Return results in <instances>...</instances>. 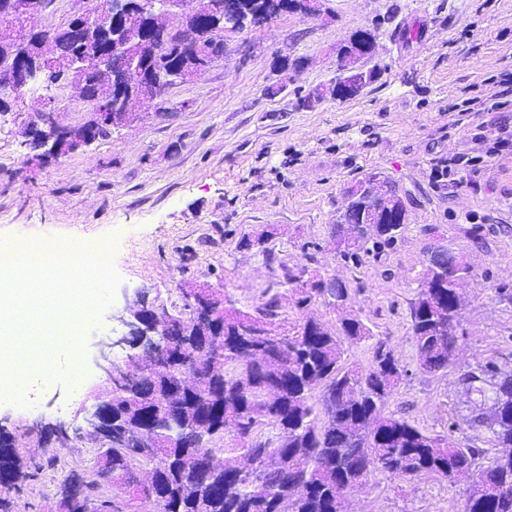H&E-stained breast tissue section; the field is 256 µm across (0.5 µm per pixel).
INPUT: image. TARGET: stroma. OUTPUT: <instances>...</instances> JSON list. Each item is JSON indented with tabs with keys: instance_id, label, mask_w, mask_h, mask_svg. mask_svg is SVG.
Here are the masks:
<instances>
[{
	"instance_id": "stroma-1",
	"label": "stroma",
	"mask_w": 512,
	"mask_h": 512,
	"mask_svg": "<svg viewBox=\"0 0 512 512\" xmlns=\"http://www.w3.org/2000/svg\"><path fill=\"white\" fill-rule=\"evenodd\" d=\"M418 30L416 40L395 26ZM375 29L377 77L361 95L329 97L315 108L299 92L336 76L340 47ZM512 75V0H321L259 26L225 32L223 53L206 71L168 88L165 115L133 102L134 118L65 156L37 158L22 132L44 108L25 96L0 112V243L86 245L108 253L118 283L110 303L83 326L72 347H57L53 377L38 376L22 403L0 400V424L31 453L30 478L13 512H54L72 475L99 465L96 445L71 455L76 428L112 377L97 364L99 344L127 334L123 322L138 294L182 310L185 290L226 292L248 313L280 296L284 324L299 313L280 264L304 265L346 284L345 312L359 316L405 375L387 412L432 436L495 453L490 413L462 381L485 371L486 391L512 375V101L472 106L484 79ZM458 160L460 184L433 171ZM371 172L388 177L407 210L395 246L353 268L336 253L332 228L345 190ZM267 235L276 257L246 250L244 236ZM463 256L457 351L447 369L422 371L411 339L409 304L438 243ZM329 327L342 313L317 304ZM79 367H72V359ZM63 427L68 435L53 437ZM467 481L435 474L400 479L374 473L345 496L346 512H461Z\"/></svg>"
}]
</instances>
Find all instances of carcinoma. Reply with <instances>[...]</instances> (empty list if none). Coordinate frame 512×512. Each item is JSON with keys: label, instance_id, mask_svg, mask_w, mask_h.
<instances>
[{"label": "carcinoma", "instance_id": "carcinoma-1", "mask_svg": "<svg viewBox=\"0 0 512 512\" xmlns=\"http://www.w3.org/2000/svg\"><path fill=\"white\" fill-rule=\"evenodd\" d=\"M195 12L211 8V33L202 45L184 47L166 57L170 67L211 66L223 47L219 0H194ZM11 45L0 42V102L19 94L11 89L9 69L3 65ZM401 224H372L359 229L358 245L339 250L359 266L363 257H379L397 242ZM283 284L292 287L295 307L304 311L320 303L339 308L349 301L346 288H313L315 276L307 268L280 263ZM448 280L424 276L417 298L410 304L412 338L419 368L437 371L452 361L458 306ZM218 336L194 356L182 351L183 336L174 337L171 365L158 371L141 369L135 395L115 401L112 446L99 448L112 457V467H100L82 482V497L67 512H127L128 482L135 471H154V512H336V485L364 484L376 471L407 478L423 472L450 481L474 477L466 489L462 512H512V455H498L480 464L483 451L463 448L446 438L428 435L404 419L384 414L388 399L405 370L386 345L377 342L366 370L344 363L342 338L352 342L371 337L358 316L345 317L339 329L322 327L312 316L301 318L294 332L283 331L269 343L271 362L249 366L238 351L246 337L241 320L217 314ZM184 373L196 385L176 401L169 392ZM322 383L333 398L313 401L315 384ZM506 407L507 416H481L496 445L512 448V389L503 384L492 396ZM184 422L207 421L217 431L198 439L186 429L177 448L165 445L167 423L174 416ZM143 424L156 426L160 447L151 455L123 437ZM240 438L238 448H215L224 435ZM224 455L223 468L213 470L209 458ZM232 457H225V454ZM30 477L26 454L0 435V504L10 499L19 481ZM112 483V498L103 486Z\"/></svg>", "mask_w": 512, "mask_h": 512}]
</instances>
